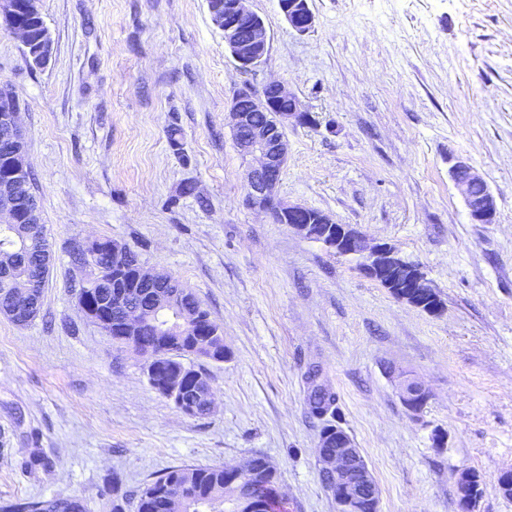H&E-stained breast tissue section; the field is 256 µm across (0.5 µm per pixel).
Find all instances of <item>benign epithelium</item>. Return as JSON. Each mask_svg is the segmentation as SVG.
<instances>
[{"instance_id": "7a95c632", "label": "benign epithelium", "mask_w": 512, "mask_h": 512, "mask_svg": "<svg viewBox=\"0 0 512 512\" xmlns=\"http://www.w3.org/2000/svg\"><path fill=\"white\" fill-rule=\"evenodd\" d=\"M248 0H224V7L212 11L213 25L224 33V43L240 69L248 71L265 57L269 45V33L265 21L247 5ZM279 8L288 25L298 34L308 32L314 25V16L308 0H279ZM27 9L23 0H0V25L7 27L21 42L24 52L34 56L42 51L29 38L20 14ZM295 98L281 82L266 83L261 92L242 91L230 105L229 119L232 131L243 136V152L257 158L258 165L248 175L246 199L251 206L271 212L280 223L288 225L302 237L321 244L326 250L342 257L358 259L359 270L376 280L412 306L428 311L429 301L434 299L430 279L420 266L386 243L371 242L358 229L347 224H337L328 215L315 216L310 208L281 201L277 188L284 171L288 144L285 128L290 123L304 124L309 115L294 105L285 113L276 108L272 95ZM15 95L7 88H0V139L13 145L12 153L0 156V222L3 224H32L39 212L34 208L23 214L17 211L14 193L18 185L28 180L25 136L19 124V107L14 105ZM267 113L266 122L256 124L252 113ZM449 175L460 191L474 224H492L497 214L496 199L486 181L468 159L457 158L449 168ZM109 250L114 258L112 269L117 277L104 281L110 286L131 273V277L143 282L167 281V276L143 267L139 263H125L122 244L112 240L91 238L85 242L87 251ZM43 283L29 278L25 286L13 292L14 306L9 316L23 326L37 315V296ZM111 298L100 302L98 311L90 304V294H78V304L84 315L97 325L112 326L109 318ZM148 317L138 308L125 310L120 323L122 328L137 327ZM401 400L405 407L419 411L428 401L429 394L422 384L406 381L401 388ZM319 474L328 478L327 488L336 500L337 512H379V495L376 482L367 462L347 436L336 429L319 434ZM468 471L456 477V488L461 501L459 512H473L476 490L467 488Z\"/></svg>"}]
</instances>
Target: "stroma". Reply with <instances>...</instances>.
<instances>
[{"label": "stroma", "mask_w": 512, "mask_h": 512, "mask_svg": "<svg viewBox=\"0 0 512 512\" xmlns=\"http://www.w3.org/2000/svg\"><path fill=\"white\" fill-rule=\"evenodd\" d=\"M297 34L278 0H249L270 33L239 70L207 0H41L42 67L0 29V85L20 105L53 263L39 315L0 316V506L76 496L126 512L174 466L275 467L289 512H337L320 480L318 367L335 423L363 453L380 512H459L455 475L484 479L475 512H512V0H308ZM288 86L279 197L357 226L419 263L430 314L246 205L252 165L224 118L235 95ZM468 158L497 201L474 224L451 180ZM108 238L180 278L224 330L221 362L193 356L215 393L205 416L152 388L147 359L113 344L77 305L76 242ZM424 385L419 412L401 377ZM42 458L28 469L30 453ZM306 405L309 414L321 424L327 414L331 416L336 412V395L319 381V370L312 368L307 373Z\"/></svg>", "instance_id": "35a3bbf8"}]
</instances>
